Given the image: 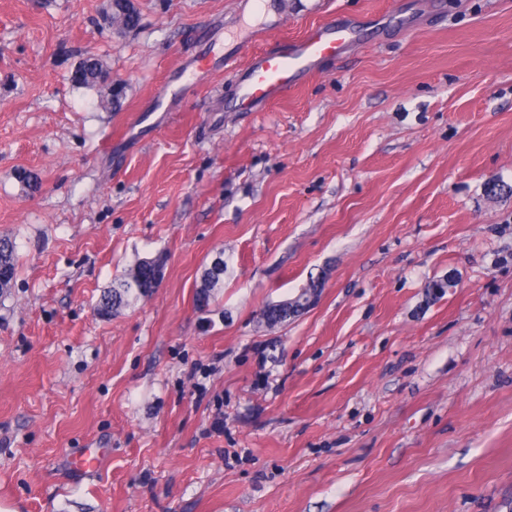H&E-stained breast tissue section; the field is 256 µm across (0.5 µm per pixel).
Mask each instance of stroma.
<instances>
[{"label": "stroma", "mask_w": 512, "mask_h": 512, "mask_svg": "<svg viewBox=\"0 0 512 512\" xmlns=\"http://www.w3.org/2000/svg\"><path fill=\"white\" fill-rule=\"evenodd\" d=\"M134 4L119 33L105 0H0V505L512 512V0ZM342 16L361 39L262 111L230 72L184 89L227 37ZM90 55L121 111L75 83ZM158 254L155 292L100 318ZM15 275V245L10 238L0 237V289L10 287ZM224 277V260H216L213 267L204 271L203 280L208 282L207 288H202L196 292V303L200 309L207 308L212 299V290L217 288L221 278Z\"/></svg>", "instance_id": "1"}]
</instances>
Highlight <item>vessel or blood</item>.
Listing matches in <instances>:
<instances>
[{
    "mask_svg": "<svg viewBox=\"0 0 512 512\" xmlns=\"http://www.w3.org/2000/svg\"><path fill=\"white\" fill-rule=\"evenodd\" d=\"M265 38L263 29L252 31L251 39L260 48L248 61H241L235 49L224 54V69L236 74L237 98L242 110L248 112L258 104L287 97L301 78L340 59L347 47L356 42L357 33L352 24L334 20L310 28L301 37L279 40L272 48L263 47Z\"/></svg>",
    "mask_w": 512,
    "mask_h": 512,
    "instance_id": "vessel-or-blood-1",
    "label": "vessel or blood"
}]
</instances>
